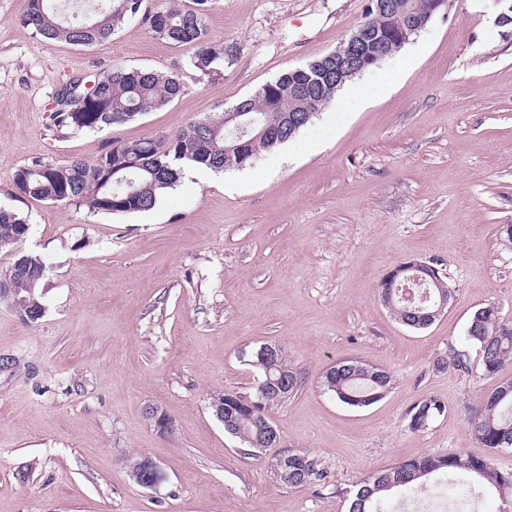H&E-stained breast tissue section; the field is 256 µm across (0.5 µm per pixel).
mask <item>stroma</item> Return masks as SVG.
I'll list each match as a JSON object with an SVG mask.
<instances>
[{
    "label": "stroma",
    "instance_id": "1",
    "mask_svg": "<svg viewBox=\"0 0 512 512\" xmlns=\"http://www.w3.org/2000/svg\"><path fill=\"white\" fill-rule=\"evenodd\" d=\"M369 0H213L208 36L228 54L203 73L193 50L133 22L70 45L24 29L21 0H0V204L31 224L47 262L35 324L0 304V512H347L358 481L424 454L490 456L468 425L484 393L512 379L445 365L475 310L512 321V25L495 0H448L399 52L358 75L388 89L349 111L328 104L253 165L195 171L148 212L104 214L17 193L31 158H93L217 115L289 69L334 50ZM120 65L179 74L185 92L123 125L59 138L52 96L70 77ZM415 258L439 264L454 297L429 327L400 323L380 284ZM280 345L303 377L272 412L287 448L315 456L332 483L291 487L268 456L244 451L210 408L252 394L254 347ZM355 359L394 384L362 408L321 385ZM435 397L425 429L408 412ZM157 408L172 422L159 430ZM144 455L164 479L135 483ZM445 411L446 405L437 398L421 401L409 411V427L414 431L422 430Z\"/></svg>",
    "mask_w": 512,
    "mask_h": 512
}]
</instances>
